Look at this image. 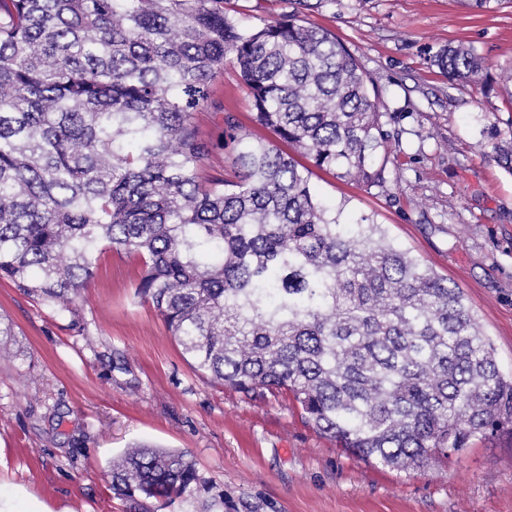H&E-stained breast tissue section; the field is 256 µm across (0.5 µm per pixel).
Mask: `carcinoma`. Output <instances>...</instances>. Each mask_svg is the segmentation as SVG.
<instances>
[{
	"label": "carcinoma",
	"instance_id": "obj_1",
	"mask_svg": "<svg viewBox=\"0 0 512 512\" xmlns=\"http://www.w3.org/2000/svg\"><path fill=\"white\" fill-rule=\"evenodd\" d=\"M231 59L257 140L195 113ZM432 65L480 84L473 48ZM383 113L357 58L288 10L224 0H0V279L92 332L78 300L104 250L137 255L135 297L207 379L284 393L336 447L411 472L512 431L504 375L463 289L384 225L352 222L314 172L385 182ZM231 148L239 180L212 174ZM112 492L150 512L197 482L184 452L135 444ZM279 0H229L224 5L228 14L259 23V18H267L280 9Z\"/></svg>",
	"mask_w": 512,
	"mask_h": 512
}]
</instances>
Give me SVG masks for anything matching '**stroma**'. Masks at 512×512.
I'll use <instances>...</instances> for the list:
<instances>
[{
	"label": "stroma",
	"mask_w": 512,
	"mask_h": 512,
	"mask_svg": "<svg viewBox=\"0 0 512 512\" xmlns=\"http://www.w3.org/2000/svg\"><path fill=\"white\" fill-rule=\"evenodd\" d=\"M290 11L336 35L378 91L390 150L383 185L319 172L312 183L348 213L385 225L463 289L512 372V7L472 12L461 0H323ZM474 47L490 93L449 81L441 47ZM232 113L254 121L232 63L196 114L203 137ZM137 256L106 250L79 305L96 341L68 316L0 280V512H134L109 487L113 457L145 443L193 459L191 494L152 512H512V433L474 442L447 467L411 473L343 453L307 427L288 398L249 399L195 372L162 318L133 296Z\"/></svg>",
	"instance_id": "stroma-1"
}]
</instances>
